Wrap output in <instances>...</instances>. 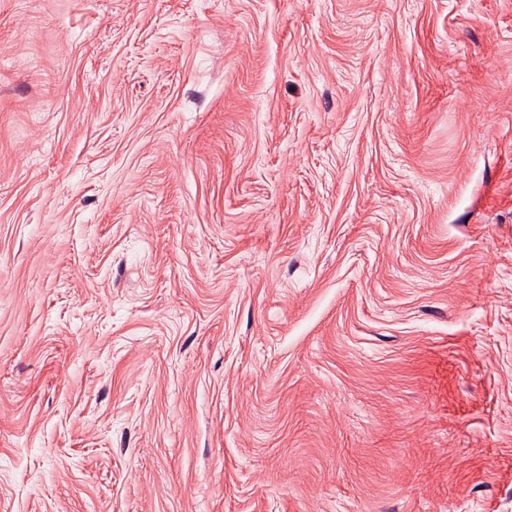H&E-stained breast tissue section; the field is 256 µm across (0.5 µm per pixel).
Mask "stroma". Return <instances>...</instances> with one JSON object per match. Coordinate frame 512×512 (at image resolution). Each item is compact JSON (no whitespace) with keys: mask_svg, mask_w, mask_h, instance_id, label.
Instances as JSON below:
<instances>
[{"mask_svg":"<svg viewBox=\"0 0 512 512\" xmlns=\"http://www.w3.org/2000/svg\"><path fill=\"white\" fill-rule=\"evenodd\" d=\"M0 512H512V0H0Z\"/></svg>","mask_w":512,"mask_h":512,"instance_id":"1","label":"stroma"}]
</instances>
